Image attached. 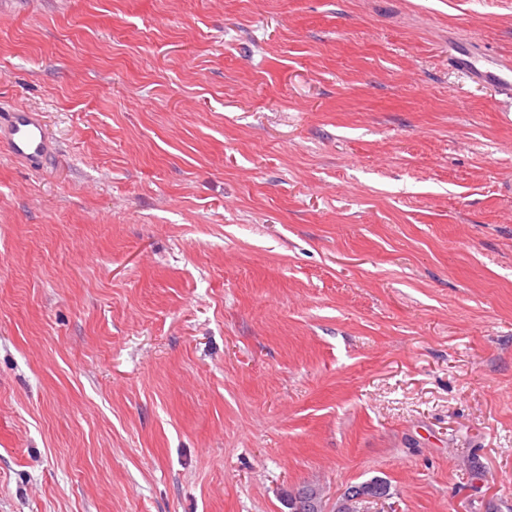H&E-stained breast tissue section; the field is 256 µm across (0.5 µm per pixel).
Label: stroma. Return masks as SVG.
I'll return each mask as SVG.
<instances>
[{"instance_id": "stroma-1", "label": "stroma", "mask_w": 512, "mask_h": 512, "mask_svg": "<svg viewBox=\"0 0 512 512\" xmlns=\"http://www.w3.org/2000/svg\"><path fill=\"white\" fill-rule=\"evenodd\" d=\"M512 0H7L0 512H512ZM0 143L30 168L39 166L57 150L45 133L40 115L23 107L8 112L6 118L0 116Z\"/></svg>"}]
</instances>
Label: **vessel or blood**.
I'll use <instances>...</instances> for the list:
<instances>
[{"mask_svg": "<svg viewBox=\"0 0 512 512\" xmlns=\"http://www.w3.org/2000/svg\"><path fill=\"white\" fill-rule=\"evenodd\" d=\"M0 143L9 154L29 167H37L56 151V145L45 133L38 113L20 107L0 117Z\"/></svg>", "mask_w": 512, "mask_h": 512, "instance_id": "1", "label": "vessel or blood"}]
</instances>
